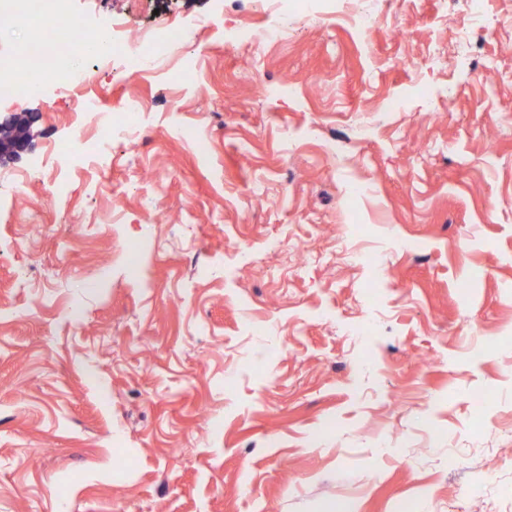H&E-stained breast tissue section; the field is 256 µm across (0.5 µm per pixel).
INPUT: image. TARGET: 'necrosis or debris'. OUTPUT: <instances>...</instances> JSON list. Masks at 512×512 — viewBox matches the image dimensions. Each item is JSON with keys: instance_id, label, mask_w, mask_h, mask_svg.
<instances>
[{"instance_id": "1", "label": "necrosis or debris", "mask_w": 512, "mask_h": 512, "mask_svg": "<svg viewBox=\"0 0 512 512\" xmlns=\"http://www.w3.org/2000/svg\"><path fill=\"white\" fill-rule=\"evenodd\" d=\"M0 1L27 32L24 60H0V104L14 103L33 88L51 84L70 96L75 113L91 116L102 130L101 137L94 140L74 131L69 139L52 147V155L58 158L104 160L114 138L130 135L138 127L135 114L103 111L99 98L88 89L85 73L70 63L79 50L92 40L111 44L125 69L139 76L144 57L169 55L190 28L187 22L174 21L160 30L143 31L132 41L115 28L88 30L82 16L69 12L67 0Z\"/></svg>"}]
</instances>
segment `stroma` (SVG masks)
Listing matches in <instances>:
<instances>
[{
    "label": "stroma",
    "mask_w": 512,
    "mask_h": 512,
    "mask_svg": "<svg viewBox=\"0 0 512 512\" xmlns=\"http://www.w3.org/2000/svg\"><path fill=\"white\" fill-rule=\"evenodd\" d=\"M292 2L72 0L193 24L191 87L79 58L141 112L99 178L45 161L56 89L0 107L33 120L0 161V512H512V0H363L364 32ZM224 39L240 42L260 40L267 44H277L280 40V32L277 28L269 27L257 34L246 24L240 23L228 26L224 21Z\"/></svg>",
    "instance_id": "35a3bbf8"
}]
</instances>
